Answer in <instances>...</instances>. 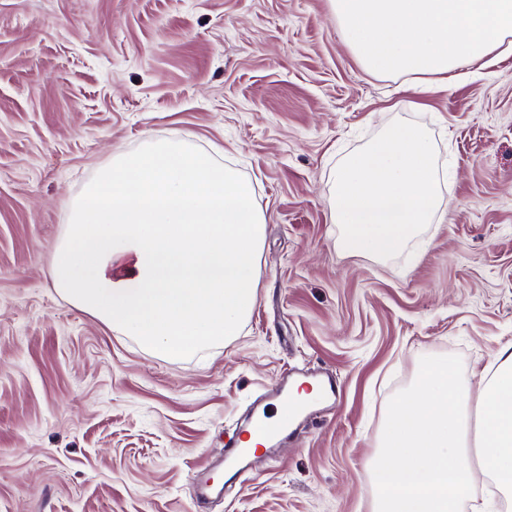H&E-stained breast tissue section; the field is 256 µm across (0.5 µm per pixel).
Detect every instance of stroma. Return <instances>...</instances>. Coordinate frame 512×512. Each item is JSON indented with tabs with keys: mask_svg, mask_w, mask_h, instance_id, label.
Listing matches in <instances>:
<instances>
[{
	"mask_svg": "<svg viewBox=\"0 0 512 512\" xmlns=\"http://www.w3.org/2000/svg\"><path fill=\"white\" fill-rule=\"evenodd\" d=\"M467 71L422 93L367 74L329 0H0V512H200L197 467L289 368L340 398L201 512H372L418 369L478 375L512 342V51ZM395 120L436 142L442 210L396 257L342 250L330 170ZM169 136L221 149L267 217L239 336L176 360L49 278L70 201Z\"/></svg>",
	"mask_w": 512,
	"mask_h": 512,
	"instance_id": "stroma-1",
	"label": "stroma"
}]
</instances>
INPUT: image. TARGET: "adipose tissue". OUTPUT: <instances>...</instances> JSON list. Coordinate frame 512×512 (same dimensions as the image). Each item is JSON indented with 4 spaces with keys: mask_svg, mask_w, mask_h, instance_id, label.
<instances>
[{
    "mask_svg": "<svg viewBox=\"0 0 512 512\" xmlns=\"http://www.w3.org/2000/svg\"><path fill=\"white\" fill-rule=\"evenodd\" d=\"M366 72L418 84L512 45V0H330ZM266 217L251 180L168 137L115 154L71 203L50 278L67 302L180 359L231 341L251 315ZM478 383L427 362L389 407L373 512H458L475 474L512 498V343Z\"/></svg>",
    "mask_w": 512,
    "mask_h": 512,
    "instance_id": "obj_1",
    "label": "adipose tissue"
}]
</instances>
